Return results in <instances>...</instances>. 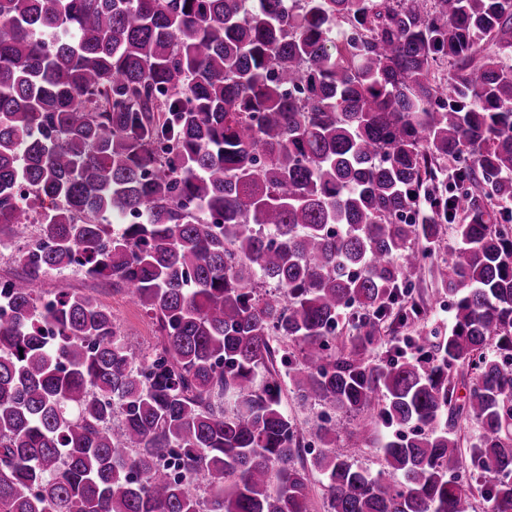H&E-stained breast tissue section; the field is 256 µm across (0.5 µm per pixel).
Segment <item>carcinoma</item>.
Segmentation results:
<instances>
[{"label":"carcinoma","mask_w":512,"mask_h":512,"mask_svg":"<svg viewBox=\"0 0 512 512\" xmlns=\"http://www.w3.org/2000/svg\"><path fill=\"white\" fill-rule=\"evenodd\" d=\"M509 54L512 0H0V512H512ZM450 224L452 331L371 362ZM288 383L408 434L309 468ZM64 288L90 293L108 306L121 331L136 349L148 353L158 343L160 336L153 322L125 294H112V287L84 278L79 271L69 270L62 275L45 277L44 290L49 294Z\"/></svg>","instance_id":"cac0c4a2"}]
</instances>
